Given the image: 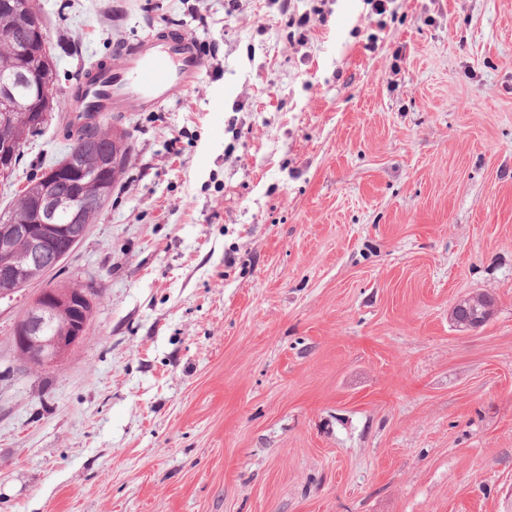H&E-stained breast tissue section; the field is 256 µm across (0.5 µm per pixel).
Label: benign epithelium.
Masks as SVG:
<instances>
[{"mask_svg": "<svg viewBox=\"0 0 512 512\" xmlns=\"http://www.w3.org/2000/svg\"><path fill=\"white\" fill-rule=\"evenodd\" d=\"M17 52L29 64L25 70L12 73L0 81V104L5 108L15 101V90H32L27 103V123L31 130H41L50 119L53 96L41 75L49 57L46 34L38 21L28 25V36L20 42ZM41 193L30 204L31 220L27 224L5 223L0 226V300L12 297L23 286L41 278L48 270L65 259L86 236L87 224H59L63 210L80 214L84 205L82 187H97V199L102 202L112 193V183L104 169L80 166L73 156L40 173ZM92 305L91 293L82 288L63 295L54 287L41 291L27 313L19 319L13 331V343L24 361L38 369L56 367L72 350L81 345L88 333V318L64 331L56 323L64 308L75 300ZM492 302L473 295L461 299L451 315L460 331L480 327L490 316Z\"/></svg>", "mask_w": 512, "mask_h": 512, "instance_id": "benign-epithelium-1", "label": "benign epithelium"}]
</instances>
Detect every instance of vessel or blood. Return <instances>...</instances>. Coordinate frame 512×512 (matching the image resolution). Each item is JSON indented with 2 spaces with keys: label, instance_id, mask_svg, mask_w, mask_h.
<instances>
[{
  "label": "vessel or blood",
  "instance_id": "b4317fda",
  "mask_svg": "<svg viewBox=\"0 0 512 512\" xmlns=\"http://www.w3.org/2000/svg\"><path fill=\"white\" fill-rule=\"evenodd\" d=\"M202 67L192 34L182 31L162 41L149 36L97 65L81 100L64 94L63 110L98 123L115 112L153 109L187 90Z\"/></svg>",
  "mask_w": 512,
  "mask_h": 512
}]
</instances>
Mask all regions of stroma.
I'll use <instances>...</instances> for the list:
<instances>
[{"instance_id":"obj_1","label":"stroma","mask_w":512,"mask_h":512,"mask_svg":"<svg viewBox=\"0 0 512 512\" xmlns=\"http://www.w3.org/2000/svg\"><path fill=\"white\" fill-rule=\"evenodd\" d=\"M36 3L57 94L176 28L204 69L115 113L98 222L0 301V512H512V0ZM52 284L93 307L41 370L12 332ZM492 302L482 295L461 299L451 315L453 325L461 331L480 327L490 316Z\"/></svg>"}]
</instances>
